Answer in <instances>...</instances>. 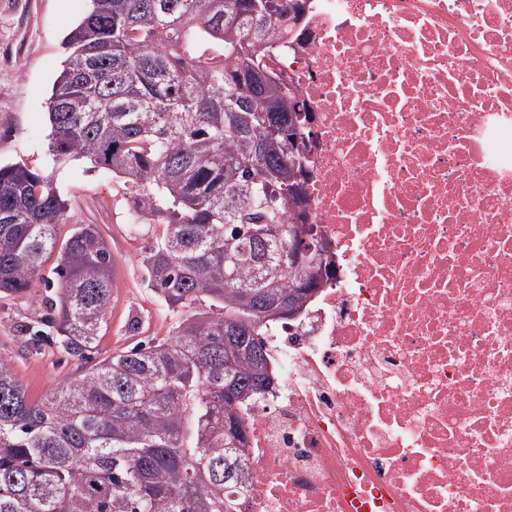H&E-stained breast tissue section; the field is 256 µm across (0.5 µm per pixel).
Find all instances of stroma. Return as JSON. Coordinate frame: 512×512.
Returning a JSON list of instances; mask_svg holds the SVG:
<instances>
[{
	"mask_svg": "<svg viewBox=\"0 0 512 512\" xmlns=\"http://www.w3.org/2000/svg\"><path fill=\"white\" fill-rule=\"evenodd\" d=\"M89 9V0H0V162L51 175L67 202L68 237L81 224L97 225L114 259L113 288L97 358L170 335L174 317L143 281L142 261L161 238L160 224H127V188L111 173L87 171L81 161L53 160L48 99L64 59L63 40ZM46 262L25 292L0 298V358L9 361L29 397L38 398L85 369L51 340L25 344L21 326L40 325L58 291Z\"/></svg>",
	"mask_w": 512,
	"mask_h": 512,
	"instance_id": "stroma-1",
	"label": "stroma"
}]
</instances>
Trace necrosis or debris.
Listing matches in <instances>:
<instances>
[{
	"instance_id": "1",
	"label": "necrosis or debris",
	"mask_w": 512,
	"mask_h": 512,
	"mask_svg": "<svg viewBox=\"0 0 512 512\" xmlns=\"http://www.w3.org/2000/svg\"><path fill=\"white\" fill-rule=\"evenodd\" d=\"M274 44L333 266L265 338L243 512H512V0H308Z\"/></svg>"
}]
</instances>
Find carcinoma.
<instances>
[{"mask_svg": "<svg viewBox=\"0 0 512 512\" xmlns=\"http://www.w3.org/2000/svg\"><path fill=\"white\" fill-rule=\"evenodd\" d=\"M303 16L301 0H90L66 36L50 154L112 172L139 219L164 225L144 280L176 321L95 360L111 252L94 224L58 240L51 176L0 165V295L56 255L45 325L90 363L33 400L0 359V512H241L242 410L272 386L263 336L291 320L278 297L319 292L331 265L289 260L286 226H307L305 158L290 149L306 118L270 38Z\"/></svg>", "mask_w": 512, "mask_h": 512, "instance_id": "1", "label": "carcinoma"}]
</instances>
